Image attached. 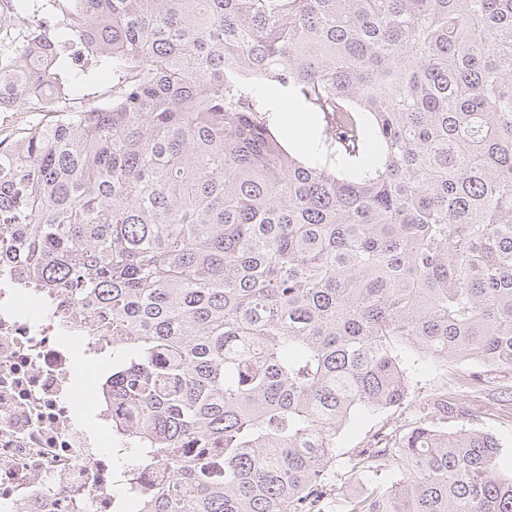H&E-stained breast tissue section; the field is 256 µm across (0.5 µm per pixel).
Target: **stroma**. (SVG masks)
I'll return each instance as SVG.
<instances>
[{
  "label": "stroma",
  "mask_w": 512,
  "mask_h": 512,
  "mask_svg": "<svg viewBox=\"0 0 512 512\" xmlns=\"http://www.w3.org/2000/svg\"><path fill=\"white\" fill-rule=\"evenodd\" d=\"M82 57L90 76L82 84L85 95L84 107H96L112 93V69L96 56L83 54L81 45L62 48V60ZM408 369L411 387L404 404L397 409L369 414L354 420L343 427L336 439V457L327 472V483L332 492L326 501L325 512H347L346 503L350 498L363 494L374 480L389 483L395 476L353 470L348 459L353 449L362 447L373 436L390 437L405 430L414 419L420 404L440 386H447L453 392L455 402L464 410L463 422L478 430L493 433L501 444V471L512 476V396L503 388L483 384L458 385L451 379L445 366L423 359L414 349H406L402 354Z\"/></svg>",
  "instance_id": "stroma-1"
}]
</instances>
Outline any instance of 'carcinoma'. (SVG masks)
<instances>
[{
    "mask_svg": "<svg viewBox=\"0 0 512 512\" xmlns=\"http://www.w3.org/2000/svg\"><path fill=\"white\" fill-rule=\"evenodd\" d=\"M77 2L112 102L0 147V258L112 334L137 512H323L342 427L408 398V347L512 377V0ZM271 87L323 114L324 155L285 149ZM462 414L444 387L353 449L403 476L348 512H512Z\"/></svg>",
    "mask_w": 512,
    "mask_h": 512,
    "instance_id": "1",
    "label": "carcinoma"
}]
</instances>
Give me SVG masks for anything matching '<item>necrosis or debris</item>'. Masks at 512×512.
Listing matches in <instances>:
<instances>
[{
	"mask_svg": "<svg viewBox=\"0 0 512 512\" xmlns=\"http://www.w3.org/2000/svg\"><path fill=\"white\" fill-rule=\"evenodd\" d=\"M109 345L70 294L0 263V512H125L103 407Z\"/></svg>",
	"mask_w": 512,
	"mask_h": 512,
	"instance_id": "necrosis-or-debris-1",
	"label": "necrosis or debris"
}]
</instances>
